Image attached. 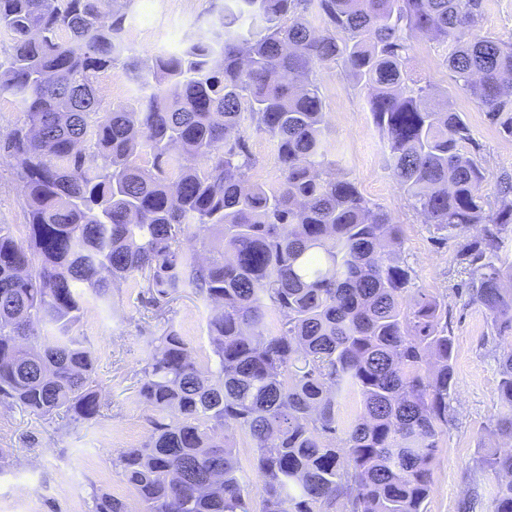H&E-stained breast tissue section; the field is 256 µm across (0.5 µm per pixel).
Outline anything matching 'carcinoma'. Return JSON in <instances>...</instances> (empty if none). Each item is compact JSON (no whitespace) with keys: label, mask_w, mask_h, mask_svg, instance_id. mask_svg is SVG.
<instances>
[{"label":"carcinoma","mask_w":512,"mask_h":512,"mask_svg":"<svg viewBox=\"0 0 512 512\" xmlns=\"http://www.w3.org/2000/svg\"><path fill=\"white\" fill-rule=\"evenodd\" d=\"M101 2L0 0V96L24 117L0 157L19 162L29 230L20 242L0 224V405L101 419L76 333L87 306L126 282L158 308L189 290L213 359L201 367L172 326L146 342L137 397L159 416L119 456L139 512H251L231 429L255 448L259 512H427L453 390L448 309L413 292L401 225L336 172L311 76L338 63L367 88L393 178L441 239L479 228L458 260L505 342L496 428L512 442V176L489 199L467 123L409 68L411 34L447 44L456 88L511 138L512 43L478 34L485 0H221L146 71L125 57V14ZM119 63L137 95L106 109L97 75ZM247 120L276 140L274 187L250 183ZM212 230L210 256L184 248ZM479 464L505 477L491 512H512V449ZM90 512L129 509L95 494Z\"/></svg>","instance_id":"carcinoma-1"}]
</instances>
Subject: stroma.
I'll return each instance as SVG.
<instances>
[{"mask_svg":"<svg viewBox=\"0 0 512 512\" xmlns=\"http://www.w3.org/2000/svg\"><path fill=\"white\" fill-rule=\"evenodd\" d=\"M215 2L103 0V8L125 13V40L146 69L156 55L183 50L189 33L210 26ZM410 43L413 79L429 86L432 103L453 101L485 160V190L494 193L500 175H512V139L501 136L477 104L455 88L446 64V44L425 36L411 38ZM314 78L325 105L326 137L336 147L340 173L401 225L400 259L410 271L413 287L438 296L448 306L455 385L448 430L432 464L427 512H490L489 491L499 477L480 469L478 461L486 451L508 445L493 426L499 411V362L487 342L488 316L461 283L455 259L459 243L438 239L432 225L399 191L382 136L366 107V90L336 64L317 68ZM245 140L254 162L253 181L277 184L275 140L251 123ZM26 222L15 162L0 159V224L12 225L21 239ZM169 308L167 319L156 318L138 289L124 284L113 288L108 299L88 306L78 332L97 358L96 378L106 404L103 420L64 429L56 418L18 407L0 408V512H88L96 492L122 498L136 512L138 503L117 458L124 449L140 446L150 433V413L134 398L135 374L146 356L145 339L171 324L190 342L200 365H207L211 356L202 303L184 293L170 301Z\"/></svg>","mask_w":512,"mask_h":512,"instance_id":"1","label":"stroma"}]
</instances>
